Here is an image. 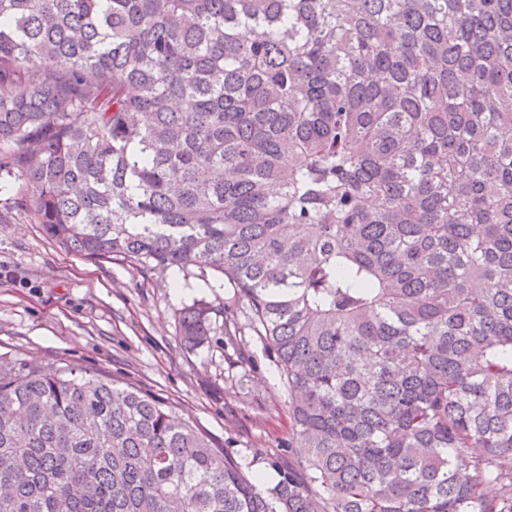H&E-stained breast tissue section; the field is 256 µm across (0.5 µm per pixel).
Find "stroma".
<instances>
[{
  "mask_svg": "<svg viewBox=\"0 0 512 512\" xmlns=\"http://www.w3.org/2000/svg\"><path fill=\"white\" fill-rule=\"evenodd\" d=\"M0 354L49 370L100 371L163 400L225 447L245 471L276 480L265 457L288 434L287 401L265 344L237 313L236 335L216 331L186 350L174 313L196 299L221 305L234 291L215 274L172 296L157 273L65 250L22 212L0 215Z\"/></svg>",
  "mask_w": 512,
  "mask_h": 512,
  "instance_id": "35a3bbf8",
  "label": "stroma"
}]
</instances>
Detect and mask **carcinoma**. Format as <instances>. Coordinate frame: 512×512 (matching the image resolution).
<instances>
[{"label": "carcinoma", "instance_id": "obj_1", "mask_svg": "<svg viewBox=\"0 0 512 512\" xmlns=\"http://www.w3.org/2000/svg\"><path fill=\"white\" fill-rule=\"evenodd\" d=\"M2 180L235 288L180 341L245 309L306 455L0 354V512H512V0H0Z\"/></svg>", "mask_w": 512, "mask_h": 512}]
</instances>
